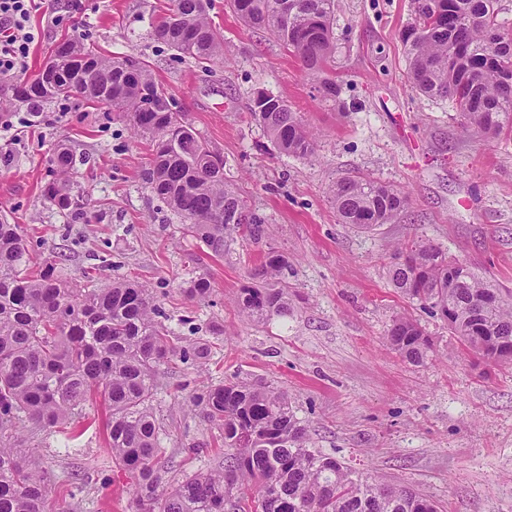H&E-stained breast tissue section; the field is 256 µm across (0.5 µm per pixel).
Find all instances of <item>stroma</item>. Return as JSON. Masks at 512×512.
<instances>
[{"label":"stroma","mask_w":512,"mask_h":512,"mask_svg":"<svg viewBox=\"0 0 512 512\" xmlns=\"http://www.w3.org/2000/svg\"><path fill=\"white\" fill-rule=\"evenodd\" d=\"M166 0H51L34 12L23 78L48 49L83 37L107 53L149 64L183 119L224 158V176L268 220L255 243L235 237L212 256L184 235L182 221L146 187L148 140L107 107L76 100L39 113L17 103L0 111V219L21 225L36 260L57 261L69 282L130 279L146 285L183 345L205 346L204 364L180 357L157 369L155 406L166 430L160 468L193 473L221 466L216 429L186 404L194 391L228 380L288 393L312 445L383 483H402L441 512H512V364L467 350L447 323L393 287L398 243L424 240L466 262L512 299V133H462L447 102L421 97L407 81L399 34L412 0H336L335 59L317 74L269 33L245 27L225 0L209 16L224 34V59L204 69L156 41ZM331 80L336 100L320 86ZM263 89L283 97L317 135L315 160L279 153L249 115ZM86 158L72 177L88 200L71 221L41 195L59 147ZM364 174L405 190L409 206L371 230L341 223L331 189ZM288 259L280 282L288 317L244 320L233 298L257 284L269 250ZM210 275L203 302L181 292L189 259ZM416 319L434 355L414 366L387 349L395 315ZM80 438L30 443L51 474L54 512H132L131 480L115 466L101 398L86 403Z\"/></svg>","instance_id":"obj_1"}]
</instances>
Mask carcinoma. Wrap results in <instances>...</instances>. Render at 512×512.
Masks as SVG:
<instances>
[{
    "label": "carcinoma",
    "instance_id": "cac0c4a2",
    "mask_svg": "<svg viewBox=\"0 0 512 512\" xmlns=\"http://www.w3.org/2000/svg\"><path fill=\"white\" fill-rule=\"evenodd\" d=\"M210 0H172L153 37L199 64L224 56V34L208 17ZM245 26L269 31L309 74L332 60L335 0H226ZM414 17L401 32L408 79L415 91L441 98L456 111L463 131L495 138L512 129V29L499 20L498 0H413ZM48 74L0 88V110L11 101L38 112L71 98L108 106L130 122L132 133L152 142L143 180L184 221L183 228L216 257L232 236L257 242L267 221L224 181V158L181 114L168 107V89L148 66L112 57L76 38L56 43ZM250 115L280 152L310 159L316 134L280 96L254 92ZM77 158L61 148L53 179L42 193L66 216L85 214L86 197L70 186ZM344 224L372 228L392 222L408 194L378 180L348 176L332 189ZM461 260L429 242L397 247L390 280L405 297L449 320L448 329L469 350L499 363L512 348V302L485 308L494 286ZM34 258L22 227L0 221V512H49L50 474L22 447L53 433H83V407L91 395L107 409L106 435L113 463L131 479L134 512H439L403 485L373 480L317 448L310 426L296 416L288 394L244 381L211 385L190 398L218 430L224 462L210 472L156 467L165 435L153 402L156 368L177 354L161 307L149 289L131 281L75 288L57 263ZM287 266L270 251L261 276L278 279ZM182 293L204 300L208 274L192 270ZM459 279L448 287V279ZM239 314L256 323L286 317L288 289L246 286L234 298ZM386 344L414 365L425 364L433 342L409 316L392 319Z\"/></svg>",
    "mask_w": 512,
    "mask_h": 512
}]
</instances>
